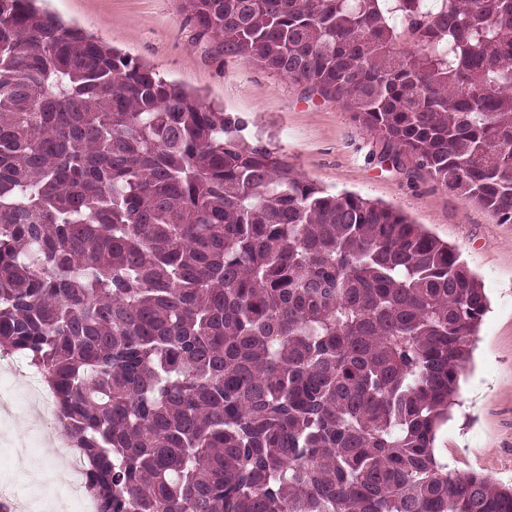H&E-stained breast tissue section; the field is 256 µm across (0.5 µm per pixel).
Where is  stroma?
<instances>
[{"instance_id": "obj_1", "label": "stroma", "mask_w": 512, "mask_h": 512, "mask_svg": "<svg viewBox=\"0 0 512 512\" xmlns=\"http://www.w3.org/2000/svg\"><path fill=\"white\" fill-rule=\"evenodd\" d=\"M43 11L157 68L167 79L201 92L206 101L246 118L261 139L307 180L338 193L382 201L455 246L491 302L473 359L460 380V407L436 436L441 463L512 484V223L502 224L427 173L395 172L380 161L382 142L335 101L308 96L303 86L246 60L215 51L200 38L182 0H39ZM30 367L24 354L0 348V378L13 416L0 426V490L23 485L14 512H71L67 500L35 495L42 471L70 479L54 445L56 428L21 464L15 447L32 411L25 399Z\"/></svg>"}]
</instances>
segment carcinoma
<instances>
[{
    "label": "carcinoma",
    "instance_id": "carcinoma-1",
    "mask_svg": "<svg viewBox=\"0 0 512 512\" xmlns=\"http://www.w3.org/2000/svg\"><path fill=\"white\" fill-rule=\"evenodd\" d=\"M31 2L0 0V345L96 512H512L435 453L488 309L458 251ZM183 2L512 223V0Z\"/></svg>",
    "mask_w": 512,
    "mask_h": 512
}]
</instances>
